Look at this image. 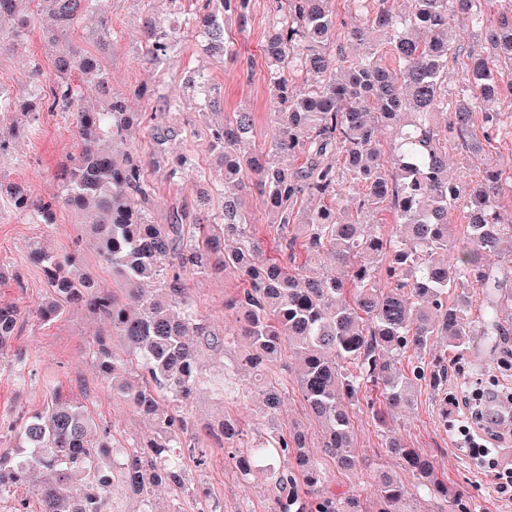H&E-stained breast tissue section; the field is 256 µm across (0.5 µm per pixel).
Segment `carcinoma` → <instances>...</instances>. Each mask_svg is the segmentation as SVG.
<instances>
[{
	"instance_id": "carcinoma-1",
	"label": "carcinoma",
	"mask_w": 512,
	"mask_h": 512,
	"mask_svg": "<svg viewBox=\"0 0 512 512\" xmlns=\"http://www.w3.org/2000/svg\"><path fill=\"white\" fill-rule=\"evenodd\" d=\"M327 0H276L275 20L264 43V57L274 86L270 111L275 134L268 150L245 151L254 113L241 109L210 128V150L218 158L224 180V209L215 224H153L149 220L152 185L149 169L157 158L136 149L121 155L102 147L105 139L123 140L139 123L126 99L110 92L98 59L69 45L55 58L56 78L43 93L33 94L47 111L70 113L79 154L61 167V194L52 200L32 199L23 185L0 181V207L27 213L36 224L53 225L58 203L81 211L94 208L92 236L102 262L123 285L121 292L103 288L81 270L78 253L57 255L35 245L28 262L44 276L50 296L40 307L43 321L60 318L79 305L103 318L108 329L89 344L99 375L125 396L150 424L149 434L128 445L114 446L108 426L95 425L80 404L62 392L50 395L44 410L20 417L16 448L0 451V497L13 498L11 512H109L112 489L137 497L140 512H153L151 494L164 486L173 491L167 512H218L206 490L184 465V455L204 465L205 452L195 447L197 433L183 412L205 382L201 354L216 355L244 341L241 369L258 380L291 346L300 364L299 390L319 425L321 448L336 468L362 472L353 440L349 405L364 390L373 394L368 408L385 425L407 407L419 382L434 377L423 355L435 339L461 356L471 336L477 286L489 312L482 335L499 346V364L512 370V350L502 338L509 328L499 311L512 304L503 293L499 272L486 267L483 255L512 244V224L502 221L497 200L508 176L491 166L479 179H465L448 169V141L460 150L466 168L481 160L492 145V133L503 127L495 109L501 97H512V7L499 0H412L401 12L394 0H374L370 17L358 15L348 36L364 47L355 59L331 49L336 17ZM100 0H37L56 27L43 31L49 43L69 32L84 16L99 10ZM249 0H205L195 27L208 52H232L224 39V14L247 20ZM468 19L477 48L448 40L454 16ZM36 14L17 17L0 42L22 41L35 28ZM142 58L159 68L178 39L179 29L150 18L143 24ZM397 63L384 61L383 44ZM464 58L465 83L448 99V62ZM303 76L301 92L293 74ZM187 85L204 103L213 87L194 74ZM23 111L25 122L0 131V154L39 123L41 107L19 103L0 90V108ZM488 132L473 134L477 112ZM397 129V142L385 161L379 131ZM194 171L187 155L171 164L168 177L181 179ZM255 180L283 236L269 255L255 225L241 209L237 191ZM352 195L353 206L334 203L339 190ZM308 206L295 209L298 200ZM461 206L470 248L450 258L452 225L448 210ZM392 214L398 235L385 239L363 229L364 216ZM300 224L302 240L287 237L288 225ZM239 246L225 250L224 243ZM333 255L336 272L309 274L294 265ZM233 269L243 287L226 306L240 315L241 328L222 335L200 318L190 296L187 274ZM20 310L0 304V351L15 335ZM120 337L127 357L112 353L111 337ZM417 364L397 367L407 353ZM266 414L274 417L288 392L270 382L261 390ZM224 453L248 479L255 469L267 474L271 512H402L408 486L378 475L379 507L332 486L310 456L307 434L282 432L271 424L262 448L239 445L241 431L230 420L211 430ZM390 453L402 460L416 485L443 497L450 512H474L472 498L448 486L433 463L407 444L393 440ZM38 510L15 491L31 483Z\"/></svg>"
}]
</instances>
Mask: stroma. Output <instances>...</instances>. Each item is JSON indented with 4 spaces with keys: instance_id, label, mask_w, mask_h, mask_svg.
I'll list each match as a JSON object with an SVG mask.
<instances>
[{
    "instance_id": "obj_1",
    "label": "stroma",
    "mask_w": 512,
    "mask_h": 512,
    "mask_svg": "<svg viewBox=\"0 0 512 512\" xmlns=\"http://www.w3.org/2000/svg\"><path fill=\"white\" fill-rule=\"evenodd\" d=\"M204 3L205 0H102L101 14L85 16L79 29L67 35L68 41L78 40L81 30L96 27L99 19H106L111 39L101 45L88 42L84 48L106 70L113 93L126 96L130 111L152 118L150 127L133 129L128 141L114 142L115 150L121 152L131 146L150 152L152 129L170 127L177 135L167 143V154L189 155L196 161L195 171L178 181L170 180L165 168L151 170L153 196L149 217L155 224L171 223L183 209L195 211L197 194L203 189L210 194L206 215L220 216L224 206V188L217 176L208 138L216 117L186 91V82L194 72L207 75L219 89L220 109L225 115L242 107L253 112L252 148L267 147L273 136L269 111L272 88L262 53L273 18L272 0H250L246 25H239L233 17L226 19L224 35L234 50L228 57L206 54L197 30L191 25ZM147 14L181 30L166 63L158 69L142 64L139 57L141 24ZM40 23V28L21 43L0 50V87L17 98L27 95L33 68H40L43 80L54 77L58 48L42 37L41 29L49 25V18L41 17ZM142 85L154 88V96L136 97L134 90ZM77 151L70 118L61 113H42L38 127L13 142L9 152L0 156V179L22 182L36 199L56 197L59 189L54 173ZM88 221V215L62 205L57 208L56 224L49 227L33 223L25 213L0 210V269L5 272L0 280V300L17 303L24 311L11 348L22 352L28 365L38 371L36 380H22L10 362V353L0 355V449L14 445L7 422L43 410L55 389L79 401L95 421L108 424L115 444H126L146 431L130 405L113 396L110 383L98 375L88 353L90 342L104 328L103 321L79 306L71 307L53 322L44 323L35 316L47 295V286L41 270L27 261L32 244H40L56 254L80 250L86 271L104 287H112L111 267L103 264L89 245ZM241 286V279L230 271L214 270L189 278L198 312L219 333L238 325L236 314L225 308L224 302ZM497 356L491 343L479 336L472 337L464 353L465 371L450 374L440 389L419 383L411 407L384 426L375 423L365 401H357L352 415L356 446L365 463L363 475L352 477L330 465L326 468L330 480L349 488L351 494L371 506L375 503L374 472L381 468L412 486L406 503L409 512H448L441 498L414 488L413 478L403 463L387 451L386 441L399 437L433 461L449 484L465 489L473 497L477 512H512V497L495 490L492 467L475 465L464 449L458 432V412L450 406L451 401L460 400L463 390L479 380L492 377L503 388H512V371H499ZM266 378L288 391L278 425L289 430L305 423L294 354L284 352L278 363L269 366ZM186 413L197 429L198 447L206 451L205 465L193 471L195 479L203 482L223 512H270L266 474L257 472L249 480H242L225 458L223 448L208 433L210 424L224 416L240 422L243 443H265L269 423L258 394L251 392L241 400L223 402L205 390Z\"/></svg>"
}]
</instances>
